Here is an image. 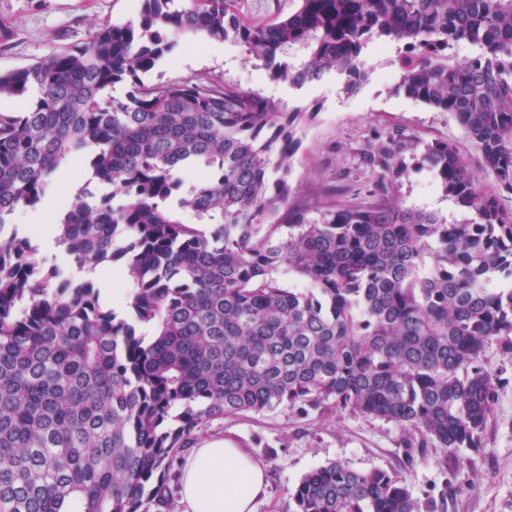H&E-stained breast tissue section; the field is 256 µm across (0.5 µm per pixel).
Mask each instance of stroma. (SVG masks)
<instances>
[{"label":"stroma","instance_id":"obj_1","mask_svg":"<svg viewBox=\"0 0 512 512\" xmlns=\"http://www.w3.org/2000/svg\"><path fill=\"white\" fill-rule=\"evenodd\" d=\"M299 0H231L245 22L262 23L294 12ZM139 0H0V71L28 66L51 54L86 46L103 24H123L138 14ZM404 49L377 39L363 53L366 79L346 92L333 73L294 86L269 79L260 61L246 59L235 44L223 56L210 55L205 43L189 41L175 57H163L142 74L144 84L229 83L254 91L287 111L313 118L299 132L300 146L289 180L295 203L315 204L335 194L341 204L377 198L402 207L435 213L459 223L466 209L444 197L432 172L422 165V147L448 141L464 148L473 169L480 154L469 147L456 118L397 93ZM398 143L408 173L396 186L380 185L378 151ZM486 367L499 378L494 412L478 449L409 448L403 429L393 423L343 413L320 418L297 415L285 407L249 417L214 421L205 436L224 437L248 448L265 466L268 484L255 512H293L290 494L313 468L332 461L360 472L394 470L412 496L433 512H512V356L497 345L482 353ZM472 489L458 491L466 478Z\"/></svg>","mask_w":512,"mask_h":512}]
</instances>
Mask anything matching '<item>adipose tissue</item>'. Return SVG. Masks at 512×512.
<instances>
[{"mask_svg":"<svg viewBox=\"0 0 512 512\" xmlns=\"http://www.w3.org/2000/svg\"><path fill=\"white\" fill-rule=\"evenodd\" d=\"M265 484L264 468L246 450L206 440L184 458L180 503L183 512H254Z\"/></svg>","mask_w":512,"mask_h":512,"instance_id":"1","label":"adipose tissue"}]
</instances>
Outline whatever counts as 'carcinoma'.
<instances>
[{"label": "carcinoma", "mask_w": 512, "mask_h": 512, "mask_svg": "<svg viewBox=\"0 0 512 512\" xmlns=\"http://www.w3.org/2000/svg\"><path fill=\"white\" fill-rule=\"evenodd\" d=\"M140 0L139 25L0 73V100L36 86L25 112H0V512H149L172 507L181 455L207 424L283 406L392 422L409 448H477L496 399L481 359L512 355V0H300L251 24L226 0ZM238 45L271 78L334 72L354 92L364 48L401 42L396 92L453 114L483 175L448 142L421 160L472 217L449 224L388 203L291 201L297 125L240 87L158 83L140 74L177 36ZM461 42L476 54L451 59ZM123 79V98L103 91ZM385 151L394 185L408 167ZM88 161L99 197L62 204L59 240L80 269L115 264L132 319L100 303L12 229L67 160ZM215 227L199 232L163 204ZM306 288H285L279 271ZM154 326L150 339L137 330ZM294 512H420L395 471L317 467ZM192 181L186 180L180 194L175 198L167 201L168 208L175 214V216L186 224H194V227L200 230L202 233L208 235L213 229V224H203L204 221H199L195 213L189 209H183L179 206V198L185 196L191 190Z\"/></svg>", "instance_id": "cac0c4a2"}]
</instances>
